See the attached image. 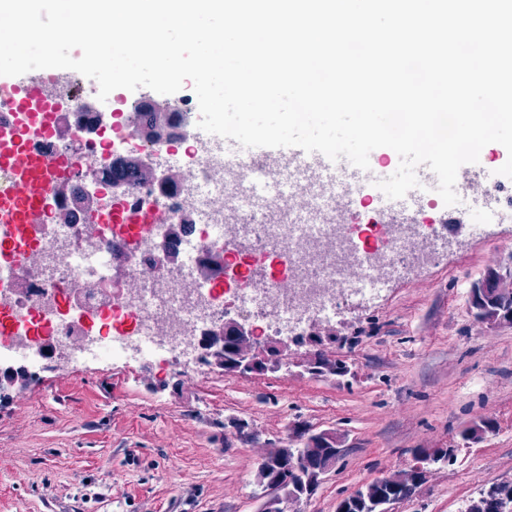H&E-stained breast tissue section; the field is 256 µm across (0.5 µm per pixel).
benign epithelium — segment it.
Instances as JSON below:
<instances>
[{"label":"benign epithelium","instance_id":"benign-epithelium-1","mask_svg":"<svg viewBox=\"0 0 512 512\" xmlns=\"http://www.w3.org/2000/svg\"><path fill=\"white\" fill-rule=\"evenodd\" d=\"M479 289L471 297L474 316L490 329L512 325V311L504 304L512 300V264L505 269L491 268L478 281ZM297 339L288 340L280 334L258 337L256 329L235 319H224V325L204 332L194 344L196 362L210 368H218L226 375L257 374L276 371L288 365V355ZM297 365L306 371L325 376H343L349 372L341 361L318 350L308 354ZM35 379V374L19 361L0 360V393L5 395L13 389H23ZM331 442L336 446V457H341L340 437L331 431L311 432L303 426L294 430L293 444L270 450L258 467V483L267 485L276 479V470L288 467L299 469L310 465L316 445ZM300 500L291 494L287 497L268 495L263 503V512H288L287 506ZM512 506V486L505 484L481 493L472 501V512H507Z\"/></svg>","mask_w":512,"mask_h":512}]
</instances>
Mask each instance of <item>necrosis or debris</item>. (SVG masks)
Returning a JSON list of instances; mask_svg holds the SVG:
<instances>
[{
    "mask_svg": "<svg viewBox=\"0 0 512 512\" xmlns=\"http://www.w3.org/2000/svg\"><path fill=\"white\" fill-rule=\"evenodd\" d=\"M30 78L69 109L58 114L53 136L30 130L28 149L53 160L78 153L88 163L55 177L28 225V245L0 275L2 359L14 358L19 336L30 340L25 360L34 367L46 348L63 345L70 364L81 363L74 345L81 336L97 339L104 360L130 351L147 359L157 347L178 358L229 309L258 334L295 331L335 318L360 285L427 266L448 239L437 224L399 228L381 212H345L338 188L312 194L259 157L242 172L225 167L193 135L192 100L174 102L169 135L156 138L154 97L124 102L117 113L81 74L45 81L34 70ZM180 151L190 162L173 168L172 180H141L146 158ZM118 203L149 214L152 224L125 234L106 220ZM166 245L178 254L171 279L151 265Z\"/></svg>",
    "mask_w": 512,
    "mask_h": 512,
    "instance_id": "4bbe7bcc",
    "label": "necrosis or debris"
}]
</instances>
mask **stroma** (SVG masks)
<instances>
[{"instance_id":"35a3bbf8","label":"stroma","mask_w":512,"mask_h":512,"mask_svg":"<svg viewBox=\"0 0 512 512\" xmlns=\"http://www.w3.org/2000/svg\"><path fill=\"white\" fill-rule=\"evenodd\" d=\"M458 244L330 322L325 354L344 377L284 367L227 375L160 354L149 361L49 363L0 399V512H261L257 468L296 424L340 436L344 453L295 512L451 448L393 512H466L512 482V326L487 329L470 290L512 262V220L454 225ZM494 429L467 442L464 428ZM245 421L249 437L233 427Z\"/></svg>"}]
</instances>
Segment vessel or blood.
Returning <instances> with one entry per match:
<instances>
[{
  "label": "vessel or blood",
  "mask_w": 512,
  "mask_h": 512,
  "mask_svg": "<svg viewBox=\"0 0 512 512\" xmlns=\"http://www.w3.org/2000/svg\"><path fill=\"white\" fill-rule=\"evenodd\" d=\"M0 96L13 97L14 110L18 115L14 135L0 138V165L10 166L16 174L12 189L0 196V222L15 226L16 232L10 245L17 249L25 241L27 211L43 204L52 191L50 162L45 156L27 150L24 144L25 132L33 124L51 128L56 106L42 96L32 81L23 77L0 76ZM196 136L208 142L212 152L223 154L225 165H233L242 170L249 167V156L240 153L233 140L223 137L214 139L201 130L197 131ZM262 153L271 168L290 167L294 181L311 184L317 190L335 182L339 177L352 187L381 178L378 168L365 171L346 159L334 162L320 153H308L297 147H266Z\"/></svg>",
  "instance_id": "1"
}]
</instances>
